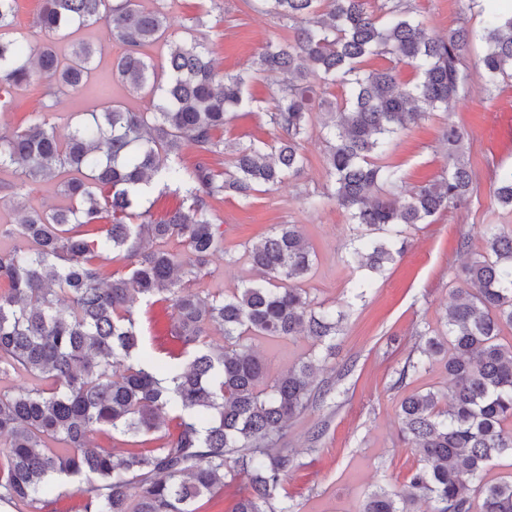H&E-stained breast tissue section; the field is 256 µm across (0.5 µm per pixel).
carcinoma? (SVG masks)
I'll use <instances>...</instances> for the list:
<instances>
[{
	"mask_svg": "<svg viewBox=\"0 0 512 512\" xmlns=\"http://www.w3.org/2000/svg\"><path fill=\"white\" fill-rule=\"evenodd\" d=\"M262 10L294 30V41L267 44L248 68L222 75L197 42L170 46L161 69L142 49L171 36L162 7L138 0H43L36 24L63 38L105 22L126 47L116 75L149 108L113 105L91 113L60 140L44 118L0 131V169L10 168L22 191L57 178L68 205L27 210L16 203L17 223L0 220V380L24 375L28 386H0V503L40 512L56 479L76 483L81 512H208L238 477L248 480L230 512H293L288 496L274 492L292 466L277 447L288 421L331 388L316 387L327 355L308 358L270 376L245 341L299 334L319 342L342 331L344 314L313 307L300 288L314 252L296 224H278L247 249L259 279L229 297H203L191 283L224 243L210 200L230 193L249 200L296 175L305 157L302 141L312 126L315 87H337L328 104L325 163L333 197L350 216L357 242L348 262L378 273L400 254L394 239L371 235L429 219L470 201L475 174L463 153L464 133L448 126L443 141L448 170L406 197L394 193L397 167L384 162L393 136L426 114L448 110L469 91L465 53L473 32L464 24L433 37L407 0H257ZM462 11L485 14L481 60L487 86L512 78V15L487 9L496 0H462ZM18 0H0V32L12 26ZM94 47L73 41L59 57L54 41L25 46L0 35V94L11 96L37 71L60 88L76 90L88 79ZM386 56L391 66L362 70L365 58ZM416 70L412 83L395 70ZM283 76L269 124L276 146L251 142L230 148L218 132L246 105L253 75ZM186 145L198 160L190 167L165 164ZM231 151L232 170L216 171L210 158ZM185 193L190 204L159 221L144 207L153 177ZM494 198L512 208V167L495 174ZM111 223L98 227L103 214ZM138 223L131 224L129 220ZM184 253L164 248L172 238ZM116 251L128 271L108 272ZM466 287L448 306V339L429 336L400 379L427 369L436 357L448 369V401L432 391L400 403L403 438L425 465L409 471L402 492L379 487L359 512H415L421 497L434 512H512V473L495 483L483 471L512 459V230L493 229L479 250L466 251ZM170 302L180 363L160 364L143 351L135 318L141 302ZM224 345L211 342L212 333ZM102 432L126 438L116 452L90 444ZM158 434L147 447L142 437Z\"/></svg>",
	"mask_w": 512,
	"mask_h": 512,
	"instance_id": "cac0c4a2",
	"label": "carcinoma"
}]
</instances>
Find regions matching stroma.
<instances>
[{
    "label": "stroma",
    "instance_id": "35a3bbf8",
    "mask_svg": "<svg viewBox=\"0 0 512 512\" xmlns=\"http://www.w3.org/2000/svg\"><path fill=\"white\" fill-rule=\"evenodd\" d=\"M415 17L430 35L444 37L468 21L481 28L477 13H461L458 0H411ZM176 38L206 46L217 72H236L270 42H285L291 33L272 15L260 12L255 0H165ZM206 14L207 23L193 27L192 17ZM75 39L97 49L91 77L75 92L56 93L41 77L0 107V129H11L46 114L57 134L68 135L71 125L89 113L118 103L139 110L147 98L132 93L112 74L123 47L107 24L79 29ZM484 41H474L466 55L470 93L451 110L434 112L392 139L387 163L397 166L402 181L399 195L408 194L448 166L442 134L455 124L467 133L465 151L476 174L468 208L449 210L429 224L406 229V250L384 272L375 274L348 266L351 249L349 217L326 195L329 177L326 144L320 127L304 141L303 170L293 179L246 202L232 195L212 201L215 223L224 229V249L213 255L192 289L201 295L231 294L243 281L255 279L245 249L271 233L278 224L300 225L316 260L302 283L314 302L344 312V331L323 372L332 392L290 421L280 447L294 462L283 478L294 512H356L368 493L379 487L401 489L419 453L401 439L398 417L403 398L414 392L446 391L448 375L441 362L426 372L400 379L423 333L439 334L451 294L460 285L455 273L465 259L459 249L482 247L488 226L512 228V211L493 198V168L512 167V79L502 81L496 96L485 92L481 59ZM278 80L259 75L247 88L249 104L234 112L224 127V141L273 143L275 130L266 112L273 104ZM318 206H311V199ZM148 354L164 362L179 344L171 331V311L157 303L140 313ZM314 338L301 334L289 339L261 338L254 349L270 375L316 350Z\"/></svg>",
    "mask_w": 512,
    "mask_h": 512
}]
</instances>
